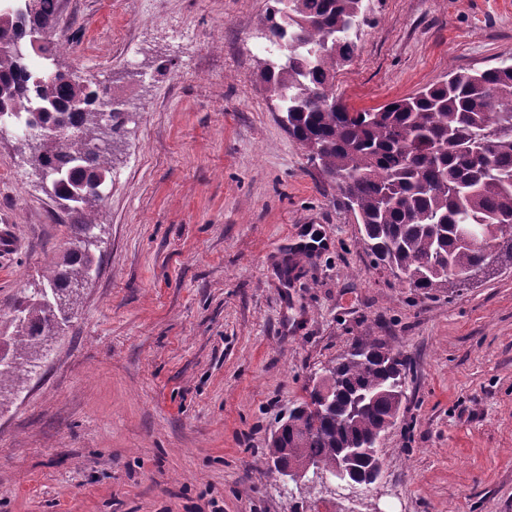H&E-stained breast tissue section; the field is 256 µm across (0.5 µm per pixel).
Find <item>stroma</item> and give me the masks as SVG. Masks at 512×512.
Here are the masks:
<instances>
[{
	"label": "stroma",
	"mask_w": 512,
	"mask_h": 512,
	"mask_svg": "<svg viewBox=\"0 0 512 512\" xmlns=\"http://www.w3.org/2000/svg\"><path fill=\"white\" fill-rule=\"evenodd\" d=\"M270 0H59L56 56L129 112L46 355L0 384V512H512V267L430 293L377 265L260 77ZM349 111L512 59V0H362ZM74 217L0 135V336ZM410 363L382 476L278 477L271 435L356 339Z\"/></svg>",
	"instance_id": "1"
}]
</instances>
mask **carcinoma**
I'll return each instance as SVG.
<instances>
[{
	"instance_id": "obj_1",
	"label": "carcinoma",
	"mask_w": 512,
	"mask_h": 512,
	"mask_svg": "<svg viewBox=\"0 0 512 512\" xmlns=\"http://www.w3.org/2000/svg\"><path fill=\"white\" fill-rule=\"evenodd\" d=\"M361 2L273 0L266 22L278 53L262 62L261 77L281 101L289 136L361 224L377 264L411 288H466L475 268L495 274L512 265V63L455 73L412 97L350 112L336 95V66L353 52L349 32ZM57 12L58 0H0V34L45 35ZM37 76L24 58L0 54V98L9 115L27 123L43 107L40 121L58 130L47 154L29 144L32 165L73 171L66 183H51L64 209L77 215L76 248L46 278L60 300L93 265L84 231L103 197L92 179L110 174L106 142L121 135L127 113L115 106L104 122L97 105L104 92L74 71L50 81ZM463 224L476 225V240L461 238ZM16 312L6 344L39 353L58 319L37 291ZM407 366L378 340L358 339L272 436L276 473L310 464L331 475L347 452L357 471L381 465L371 448L397 419Z\"/></svg>"
}]
</instances>
